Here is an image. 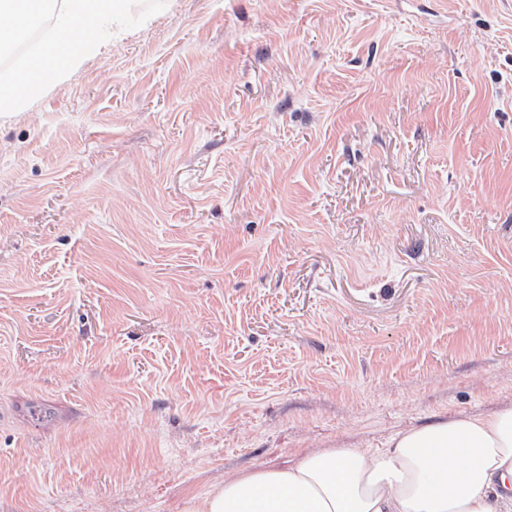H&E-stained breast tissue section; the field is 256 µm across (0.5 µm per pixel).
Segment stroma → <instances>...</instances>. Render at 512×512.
I'll list each match as a JSON object with an SVG mask.
<instances>
[{"mask_svg":"<svg viewBox=\"0 0 512 512\" xmlns=\"http://www.w3.org/2000/svg\"><path fill=\"white\" fill-rule=\"evenodd\" d=\"M508 406L512 0H167L0 116V512Z\"/></svg>","mask_w":512,"mask_h":512,"instance_id":"stroma-1","label":"stroma"}]
</instances>
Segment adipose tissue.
<instances>
[{"instance_id":"adipose-tissue-1","label":"adipose tissue","mask_w":512,"mask_h":512,"mask_svg":"<svg viewBox=\"0 0 512 512\" xmlns=\"http://www.w3.org/2000/svg\"><path fill=\"white\" fill-rule=\"evenodd\" d=\"M182 512H512V407L226 478Z\"/></svg>"}]
</instances>
